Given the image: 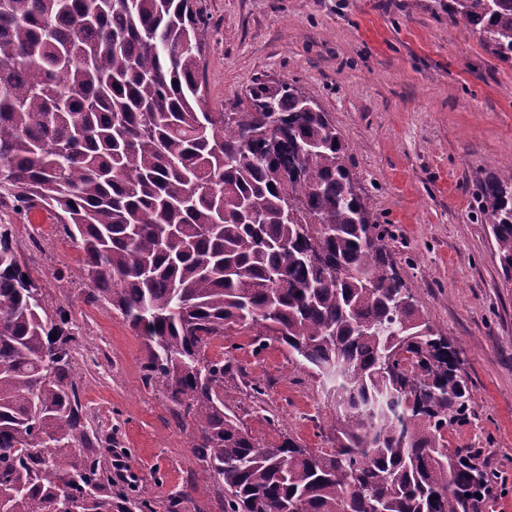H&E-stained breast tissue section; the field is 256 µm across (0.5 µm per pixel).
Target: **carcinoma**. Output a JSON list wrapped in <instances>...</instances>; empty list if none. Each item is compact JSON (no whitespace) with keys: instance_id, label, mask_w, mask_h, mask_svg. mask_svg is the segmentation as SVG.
Wrapping results in <instances>:
<instances>
[{"instance_id":"obj_1","label":"carcinoma","mask_w":512,"mask_h":512,"mask_svg":"<svg viewBox=\"0 0 512 512\" xmlns=\"http://www.w3.org/2000/svg\"><path fill=\"white\" fill-rule=\"evenodd\" d=\"M512 62V0H448ZM192 0H0V206L47 210L95 301L143 339L146 384L191 419L222 512H481L497 482L448 448L471 394L459 350L420 314L343 134L291 84L212 112ZM512 282V170L481 187ZM0 224V512H154L116 484L79 400V332L48 310ZM274 336L336 407L335 448L256 444L224 409L236 328Z\"/></svg>"}]
</instances>
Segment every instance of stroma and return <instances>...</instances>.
<instances>
[{
    "mask_svg": "<svg viewBox=\"0 0 512 512\" xmlns=\"http://www.w3.org/2000/svg\"><path fill=\"white\" fill-rule=\"evenodd\" d=\"M207 20L202 81L211 111L246 110L257 81L313 98L348 144L346 162L394 266L422 315L461 348L471 386L468 422L449 448H477L502 476L483 512H512V285L495 256L480 186L512 158V63L454 23L448 0H194ZM48 307L64 306L81 334L75 378L92 427L111 434L141 494L167 512H220L201 468L193 426L143 378V344L123 316L87 298L82 256L52 214L0 207ZM64 289H56V281ZM253 330L211 340L207 358L232 366L224 402L257 444L293 439L332 447L336 413L307 369ZM260 392H253L252 384Z\"/></svg>",
    "mask_w": 512,
    "mask_h": 512,
    "instance_id": "stroma-1",
    "label": "stroma"
}]
</instances>
